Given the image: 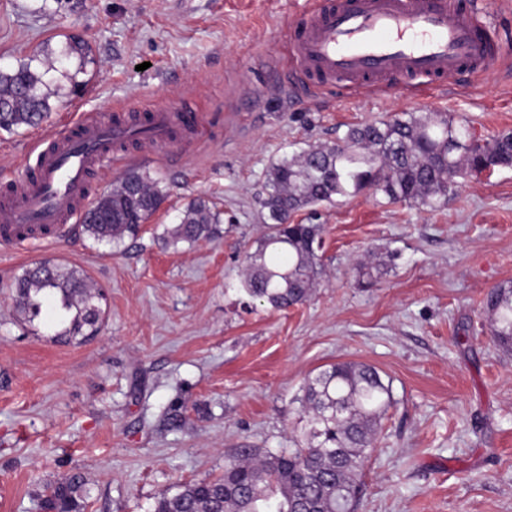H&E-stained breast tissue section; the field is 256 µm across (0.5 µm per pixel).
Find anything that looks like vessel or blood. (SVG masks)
<instances>
[{
  "label": "vessel or blood",
  "instance_id": "vessel-or-blood-1",
  "mask_svg": "<svg viewBox=\"0 0 512 512\" xmlns=\"http://www.w3.org/2000/svg\"><path fill=\"white\" fill-rule=\"evenodd\" d=\"M288 51L301 83L345 91L403 80L415 90L490 68L500 55L466 0H314L293 23ZM148 149L197 134L200 119L166 107L144 112ZM130 125L93 112L45 132L33 168L0 193V240L61 239L82 221L92 174L128 138Z\"/></svg>",
  "mask_w": 512,
  "mask_h": 512
}]
</instances>
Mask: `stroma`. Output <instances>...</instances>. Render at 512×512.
Instances as JSON below:
<instances>
[{"instance_id": "obj_1", "label": "stroma", "mask_w": 512, "mask_h": 512, "mask_svg": "<svg viewBox=\"0 0 512 512\" xmlns=\"http://www.w3.org/2000/svg\"><path fill=\"white\" fill-rule=\"evenodd\" d=\"M310 0H0V69L67 36L89 44L83 89L42 126L0 131V187L23 173L42 131L77 113L138 119L146 103L199 113L202 132L143 157L116 150L94 189L131 170L168 193L123 253L74 226L47 243H0V512H38L44 485L72 470L91 487L87 512H150L183 482L220 476L241 450L291 448L301 388L337 362L374 366L393 403L362 470L355 512H512V350L493 341L489 290L512 282V168L461 179L436 212L359 193L298 212L321 227L325 273L301 305L278 311L239 289L246 251L265 228L270 166L403 112H445L471 137L512 131V54L421 96L398 86L287 101L288 25ZM222 213L219 237L163 246L197 197ZM52 261L105 293L100 332L61 344L53 296L34 321L13 284ZM377 269L373 286L359 266ZM184 405V425L163 414Z\"/></svg>"}]
</instances>
